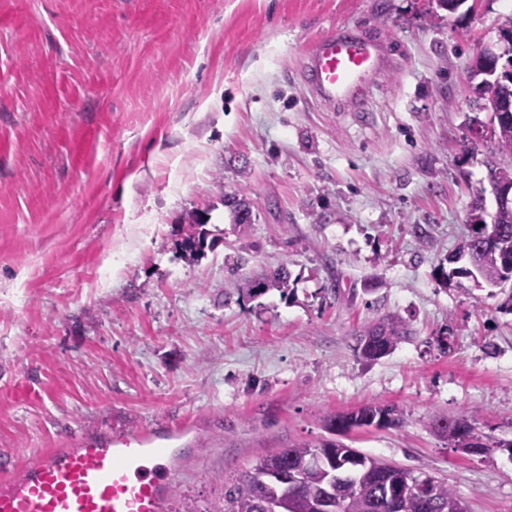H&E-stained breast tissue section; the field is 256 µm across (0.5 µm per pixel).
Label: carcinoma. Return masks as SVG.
I'll return each instance as SVG.
<instances>
[{
	"label": "carcinoma",
	"mask_w": 512,
	"mask_h": 512,
	"mask_svg": "<svg viewBox=\"0 0 512 512\" xmlns=\"http://www.w3.org/2000/svg\"><path fill=\"white\" fill-rule=\"evenodd\" d=\"M498 153L512 157V121L498 122L489 129ZM195 231L183 238L181 248L192 255L204 248L206 221L192 218ZM496 232V239L484 236ZM512 211L500 212L494 227L479 225L461 247L459 254L476 250L480 263L467 270L490 286L512 282ZM290 290V273L283 267L272 274L248 275L241 279L238 291L242 298H253L277 291ZM405 322L388 317L366 327L359 338L378 337L379 349L395 348L407 335ZM403 416L389 405L368 404L349 413L325 419V429L345 434L354 428L398 426ZM433 432L446 437L456 448H467L471 455L485 453L489 445L475 432L467 418L439 417L430 422ZM403 512H467L460 496L439 478L414 472L366 455L340 440L319 439L296 443L260 458L239 472L224 488L221 502L208 512H327L330 504H342L344 512H393L394 502Z\"/></svg>",
	"instance_id": "obj_1"
}]
</instances>
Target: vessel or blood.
Instances as JSON below:
<instances>
[{"instance_id":"vessel-or-blood-1","label":"vessel or blood","mask_w":512,"mask_h":512,"mask_svg":"<svg viewBox=\"0 0 512 512\" xmlns=\"http://www.w3.org/2000/svg\"><path fill=\"white\" fill-rule=\"evenodd\" d=\"M387 62L379 41L333 31L310 44L304 80L322 100L355 104ZM188 433L182 421L80 435L75 447L47 449L1 480L0 512H164L176 477L166 457L191 446Z\"/></svg>"}]
</instances>
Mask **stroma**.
<instances>
[{"label": "stroma", "mask_w": 512, "mask_h": 512, "mask_svg": "<svg viewBox=\"0 0 512 512\" xmlns=\"http://www.w3.org/2000/svg\"><path fill=\"white\" fill-rule=\"evenodd\" d=\"M512 0H0V461L84 433L189 417L169 512H209L256 459L326 437L327 416L392 405L341 440L512 512V453L433 433L474 416L512 440V289L454 274L495 211L497 145L472 95ZM380 38L362 105L327 106L306 49ZM245 195L251 223L224 198ZM202 215L207 246L179 244ZM287 265L294 292L240 299ZM408 336L374 361L357 336ZM453 336L452 352L437 337ZM408 329L405 322L398 317H388L366 327L359 335V340L366 336H378L380 350L390 347V352L406 337ZM474 420L467 418H448L439 417L430 422V427L433 432L446 438L449 443L453 444L454 448L460 449L462 452L469 451L470 455H481L485 453L487 448L490 447L486 442H483L482 436L475 432ZM446 435V436H445ZM476 439L480 441L479 444H474L471 440Z\"/></svg>", "instance_id": "35a3bbf8"}]
</instances>
